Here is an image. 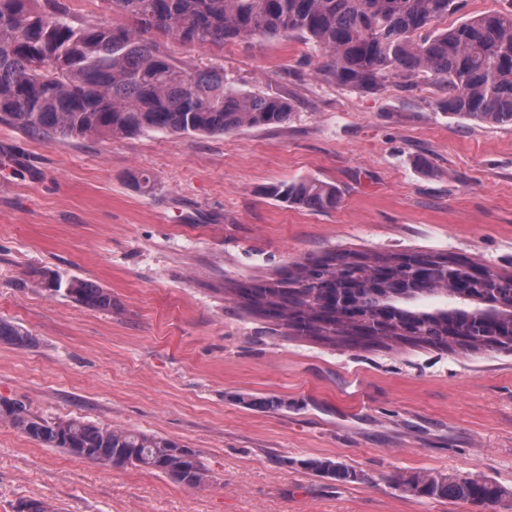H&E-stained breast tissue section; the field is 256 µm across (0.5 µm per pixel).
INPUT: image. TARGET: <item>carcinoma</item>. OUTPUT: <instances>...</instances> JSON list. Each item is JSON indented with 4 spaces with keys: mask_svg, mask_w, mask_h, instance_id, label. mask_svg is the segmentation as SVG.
Wrapping results in <instances>:
<instances>
[{
    "mask_svg": "<svg viewBox=\"0 0 512 512\" xmlns=\"http://www.w3.org/2000/svg\"><path fill=\"white\" fill-rule=\"evenodd\" d=\"M122 22L81 21L64 0H0V122L32 137L112 139L146 130L171 134H224L286 122L292 105L280 95L249 94L224 77V67L187 69L161 48L171 40L189 46L304 38L326 59L324 75L377 93L390 78L412 87L420 78L448 86L436 107L484 124H512V11L484 14L444 31L435 22L457 0H103ZM270 192L291 204L336 208V187L297 180ZM455 263L456 277L471 262L429 253L369 256L350 250L297 261L272 283L238 282L228 292L250 313L301 336L333 346L410 342L477 350L508 318L477 320L484 301L512 299V274L491 272L471 297L455 296L440 269L431 296L446 307L421 308L424 295L411 269L431 259ZM87 308L112 312V293L88 279L57 281ZM357 309L387 326L371 335L349 321ZM0 343L33 345L27 330L0 319ZM0 419L46 448L100 466L144 467L188 488L210 480L195 452L158 434L112 428L83 419L48 420L25 405L0 399ZM314 475L352 482L363 475L342 461L312 458ZM395 488L409 496L491 504L505 495L497 485L431 471L400 474Z\"/></svg>",
    "mask_w": 512,
    "mask_h": 512,
    "instance_id": "obj_1",
    "label": "carcinoma"
}]
</instances>
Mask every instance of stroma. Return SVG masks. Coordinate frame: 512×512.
Returning a JSON list of instances; mask_svg holds the SVG:
<instances>
[{
  "mask_svg": "<svg viewBox=\"0 0 512 512\" xmlns=\"http://www.w3.org/2000/svg\"><path fill=\"white\" fill-rule=\"evenodd\" d=\"M164 48L189 69L223 66L241 91L288 98L292 114L228 134L112 140L35 139L0 123V318L34 340L0 344V397L174 439L211 480L190 489L104 468L0 421V512L23 500L56 512H512V351L334 348L224 294L340 248L512 272V124L444 113L446 90L426 80L378 93L337 84L300 37ZM298 179L335 185L337 207L268 192ZM37 270L97 282L112 311L48 292ZM311 458L363 479L316 477ZM424 470L505 495L474 505L395 490L394 477Z\"/></svg>",
  "mask_w": 512,
  "mask_h": 512,
  "instance_id": "stroma-1",
  "label": "stroma"
}]
</instances>
